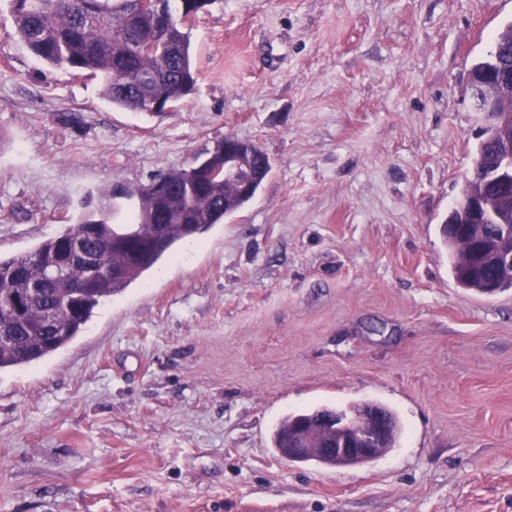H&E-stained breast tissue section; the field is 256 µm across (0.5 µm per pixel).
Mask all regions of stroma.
I'll return each instance as SVG.
<instances>
[{"label": "stroma", "mask_w": 512, "mask_h": 512, "mask_svg": "<svg viewBox=\"0 0 512 512\" xmlns=\"http://www.w3.org/2000/svg\"><path fill=\"white\" fill-rule=\"evenodd\" d=\"M512 0H211L198 81L161 115L51 67L0 0V257L98 188L232 135L256 196L0 371V512H512V289L457 285L439 224L470 173L468 74ZM366 401L398 442L362 466L282 457L288 413Z\"/></svg>", "instance_id": "obj_1"}]
</instances>
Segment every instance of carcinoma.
<instances>
[{"label":"carcinoma","instance_id":"obj_1","mask_svg":"<svg viewBox=\"0 0 512 512\" xmlns=\"http://www.w3.org/2000/svg\"><path fill=\"white\" fill-rule=\"evenodd\" d=\"M158 0L154 11L137 10L134 0H11L16 31L46 64L103 80L112 105L158 115L182 101L195 87L189 31ZM153 182L100 189L83 203V212L33 250L0 258V371L39 362L81 335L103 299L122 294L154 268L178 243L202 234L247 204L236 181L219 174L199 183L185 169L156 176ZM122 269L119 277L111 270ZM457 284L484 291L491 281L512 288L499 275L482 273L474 263L452 264ZM41 293L33 296L31 289ZM392 428L383 453L397 442L401 426L385 408ZM319 409L286 415L277 425L275 447L288 455V430L305 424L310 441L319 437Z\"/></svg>","mask_w":512,"mask_h":512}]
</instances>
